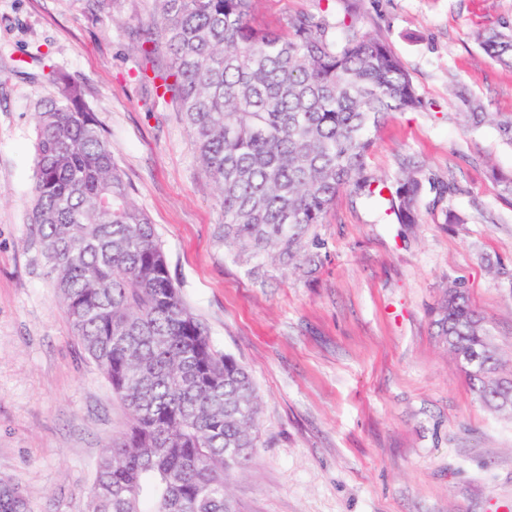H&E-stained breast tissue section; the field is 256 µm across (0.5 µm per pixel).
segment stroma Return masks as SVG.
<instances>
[{"label":"stroma","instance_id":"stroma-1","mask_svg":"<svg viewBox=\"0 0 512 512\" xmlns=\"http://www.w3.org/2000/svg\"><path fill=\"white\" fill-rule=\"evenodd\" d=\"M328 0H258L252 23L282 29ZM363 31L401 59L430 110L394 114L368 166L403 154L459 186L421 223H377L340 193L316 229L309 277H262L218 239L224 212L168 96L138 66L155 0H0V484L31 512H85L96 464L126 410L76 343L28 217L44 66L84 87L186 306L251 373L257 448L230 471L234 512H512V418L486 407L439 341L431 311L462 283L512 368V146L465 130L454 88L512 115V70L479 31L512 23V0H358ZM467 218L444 221L446 209Z\"/></svg>","mask_w":512,"mask_h":512}]
</instances>
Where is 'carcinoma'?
I'll return each mask as SVG.
<instances>
[{
	"instance_id": "carcinoma-1",
	"label": "carcinoma",
	"mask_w": 512,
	"mask_h": 512,
	"mask_svg": "<svg viewBox=\"0 0 512 512\" xmlns=\"http://www.w3.org/2000/svg\"><path fill=\"white\" fill-rule=\"evenodd\" d=\"M156 34L170 70L153 88L179 101L205 175L224 211V248L249 271L316 262L315 234L345 191L395 224H417L432 189L412 156L394 178L367 157L381 125L426 104L385 43L362 33L356 0L338 15L296 17L280 31L251 24L258 0H155ZM485 55L512 69V25L479 34ZM54 93L36 113L30 223L37 226L73 336L123 403L128 429L99 458L86 512H232L224 476L257 447L255 385L218 351L173 284L154 225L123 178L82 85L51 71ZM464 125L493 123L512 145V117L455 91ZM452 354H488L468 377L496 412L500 362L487 321L461 287L432 311ZM20 492L0 485V512H26Z\"/></svg>"
}]
</instances>
